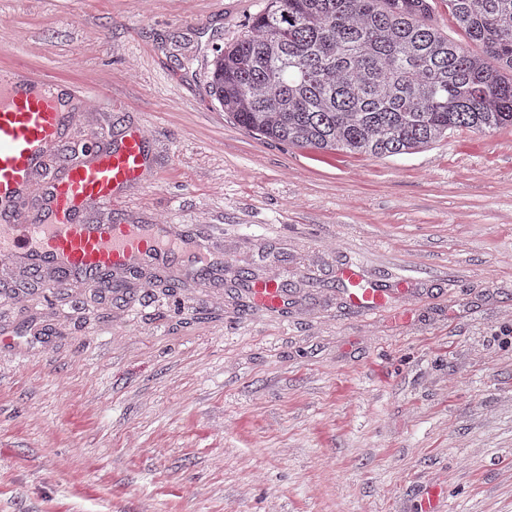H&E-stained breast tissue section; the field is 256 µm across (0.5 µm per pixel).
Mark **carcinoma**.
<instances>
[{
  "mask_svg": "<svg viewBox=\"0 0 512 512\" xmlns=\"http://www.w3.org/2000/svg\"><path fill=\"white\" fill-rule=\"evenodd\" d=\"M480 59L429 22L431 0H269L214 50L211 93L269 140L392 157L446 133L512 126V0H446Z\"/></svg>",
  "mask_w": 512,
  "mask_h": 512,
  "instance_id": "1",
  "label": "carcinoma"
}]
</instances>
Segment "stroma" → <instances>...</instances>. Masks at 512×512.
Returning <instances> with one entry per match:
<instances>
[{
  "mask_svg": "<svg viewBox=\"0 0 512 512\" xmlns=\"http://www.w3.org/2000/svg\"><path fill=\"white\" fill-rule=\"evenodd\" d=\"M268 0H0V67L151 132L112 218L221 269L45 290L0 266V512H512V127L374 157L281 144L214 100ZM391 295L353 307L342 268ZM285 281L256 308L241 270Z\"/></svg>",
  "mask_w": 512,
  "mask_h": 512,
  "instance_id": "obj_1",
  "label": "stroma"
}]
</instances>
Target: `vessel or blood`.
Listing matches in <instances>:
<instances>
[{"label":"vessel or blood","instance_id":"b4317fda","mask_svg":"<svg viewBox=\"0 0 512 512\" xmlns=\"http://www.w3.org/2000/svg\"><path fill=\"white\" fill-rule=\"evenodd\" d=\"M64 111L58 84L49 76L16 64L0 69V261L33 271L62 269L83 278L107 271L153 265L167 254L202 260L208 248L173 234L167 224H117L110 211L127 187L143 181L149 169V137L135 126L120 138L97 133L81 157L47 167L74 125ZM42 219L25 217L34 186ZM341 276L350 285L354 307L378 315L388 307L385 290L363 281L353 269ZM258 308L278 311L285 303L276 282L251 291Z\"/></svg>","mask_w":512,"mask_h":512}]
</instances>
